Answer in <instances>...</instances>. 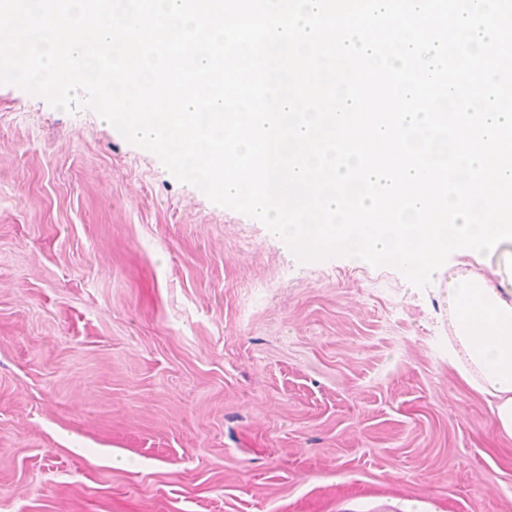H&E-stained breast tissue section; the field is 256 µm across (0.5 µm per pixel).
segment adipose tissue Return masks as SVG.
Returning a JSON list of instances; mask_svg holds the SVG:
<instances>
[{
    "label": "adipose tissue",
    "mask_w": 512,
    "mask_h": 512,
    "mask_svg": "<svg viewBox=\"0 0 512 512\" xmlns=\"http://www.w3.org/2000/svg\"><path fill=\"white\" fill-rule=\"evenodd\" d=\"M448 319L451 364L486 396L494 429L512 438V289L462 273L448 290Z\"/></svg>",
    "instance_id": "obj_1"
}]
</instances>
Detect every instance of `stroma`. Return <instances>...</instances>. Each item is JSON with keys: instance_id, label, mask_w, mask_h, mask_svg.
<instances>
[{"instance_id": "1", "label": "stroma", "mask_w": 512, "mask_h": 512, "mask_svg": "<svg viewBox=\"0 0 512 512\" xmlns=\"http://www.w3.org/2000/svg\"><path fill=\"white\" fill-rule=\"evenodd\" d=\"M301 261L88 107L0 84V512H512L448 289Z\"/></svg>"}]
</instances>
